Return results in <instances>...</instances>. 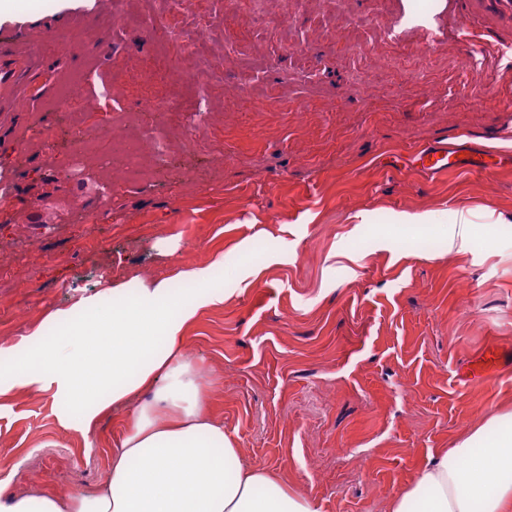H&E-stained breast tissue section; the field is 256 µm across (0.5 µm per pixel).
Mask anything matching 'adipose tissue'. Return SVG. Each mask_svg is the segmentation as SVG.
I'll use <instances>...</instances> for the list:
<instances>
[{
	"label": "adipose tissue",
	"mask_w": 512,
	"mask_h": 512,
	"mask_svg": "<svg viewBox=\"0 0 512 512\" xmlns=\"http://www.w3.org/2000/svg\"><path fill=\"white\" fill-rule=\"evenodd\" d=\"M213 268L181 271L196 286L184 299L166 280L138 281L130 298L105 286L77 309L52 314L64 325L76 320L67 334L48 342L35 329L13 344L19 359L0 371V407L34 385L52 396L62 427L87 437L102 416L119 413L123 431L95 494L33 500L0 483V512H317L276 472L244 464L204 403L185 332L224 301L209 287ZM391 512H512V429L479 450L465 438L439 451L396 493Z\"/></svg>",
	"instance_id": "adipose-tissue-1"
}]
</instances>
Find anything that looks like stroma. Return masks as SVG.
Masks as SVG:
<instances>
[{"instance_id": "obj_1", "label": "stroma", "mask_w": 512, "mask_h": 512, "mask_svg": "<svg viewBox=\"0 0 512 512\" xmlns=\"http://www.w3.org/2000/svg\"><path fill=\"white\" fill-rule=\"evenodd\" d=\"M437 35L396 33L404 10ZM111 23L97 50L59 55L74 29ZM193 53L164 50L168 31ZM44 33L28 111L0 125V346L104 283H178L220 256L224 302L186 332L214 417L245 462L276 470L317 512H389L440 449L512 414V7L501 0H15L0 41ZM144 95L189 113L211 101L187 152L143 143L137 178L96 195L95 169L61 182L39 127L99 125L112 61ZM222 64L203 89L181 71ZM94 74L68 111L42 106L67 77ZM491 150L481 168L432 174L419 150ZM429 214L405 224L402 214ZM465 252L448 249L459 216ZM492 377L469 371L487 354ZM119 417L91 440L60 427L49 396L21 389L0 409V481L11 492L90 494L108 475Z\"/></svg>"}]
</instances>
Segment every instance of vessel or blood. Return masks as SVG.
I'll use <instances>...</instances> for the list:
<instances>
[{
	"label": "vessel or blood",
	"instance_id": "vessel-or-blood-1",
	"mask_svg": "<svg viewBox=\"0 0 512 512\" xmlns=\"http://www.w3.org/2000/svg\"><path fill=\"white\" fill-rule=\"evenodd\" d=\"M42 64L41 48L29 34L0 42V115L23 111L28 80ZM426 157L433 173L447 171L452 165L465 167L471 161L470 155L446 146L427 150Z\"/></svg>",
	"mask_w": 512,
	"mask_h": 512
}]
</instances>
